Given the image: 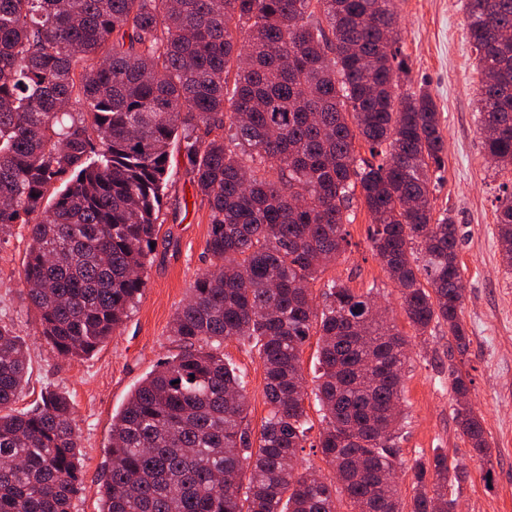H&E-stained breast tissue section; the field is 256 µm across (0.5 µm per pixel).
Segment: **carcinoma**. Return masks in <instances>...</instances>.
Returning a JSON list of instances; mask_svg holds the SVG:
<instances>
[{"label": "carcinoma", "mask_w": 512, "mask_h": 512, "mask_svg": "<svg viewBox=\"0 0 512 512\" xmlns=\"http://www.w3.org/2000/svg\"><path fill=\"white\" fill-rule=\"evenodd\" d=\"M466 9L483 149L506 169L512 0ZM397 31L394 0H0V230L27 226L25 300L52 349L93 354L141 294L173 142L209 209L212 269L174 314V352L112 420L100 512H339L332 487L296 466L300 352L316 323L319 448L350 512H455L458 470L442 452L414 464L410 510L384 481L398 465L407 337L371 293L334 280L321 315L312 308L358 188L415 335L443 324L451 352L470 345L457 225L430 205L440 115L426 88L398 92L409 68ZM357 140L372 160H356ZM497 225L512 268V193ZM232 338L265 367L255 438L221 351ZM27 372L0 323V512H72L83 481L73 404L49 390L15 408ZM448 382L461 434L485 460L469 372L452 363Z\"/></svg>", "instance_id": "1"}]
</instances>
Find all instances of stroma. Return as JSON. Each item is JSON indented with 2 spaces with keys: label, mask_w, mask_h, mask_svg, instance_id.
Listing matches in <instances>:
<instances>
[{
  "label": "stroma",
  "mask_w": 512,
  "mask_h": 512,
  "mask_svg": "<svg viewBox=\"0 0 512 512\" xmlns=\"http://www.w3.org/2000/svg\"><path fill=\"white\" fill-rule=\"evenodd\" d=\"M399 45L409 67L401 89L426 88L441 114L444 166L430 193L434 213H450L458 226V260L463 276L461 319L470 336L464 364L473 380L471 404L482 418L492 446L490 464L473 457L457 425L448 390V328L414 335L399 292L374 256L371 218L354 197L345 231L349 245L336 263L319 274L313 304L323 308L325 285L334 279L355 292H371L388 318L409 337L403 382L406 419L399 442L398 470L403 503L414 494L410 467L435 452L464 472L454 487L458 512H512V269L501 260L496 214L512 193V170L484 157L476 91L481 73L468 40L466 0H395ZM209 210L183 169L171 171L156 244L144 272L145 287L114 335L88 357L58 356L38 334L35 311L23 300L20 282L28 231L13 225L0 236V321L11 323L27 349L28 383L18 409L36 405L46 388L65 391L74 405L80 436L83 489L73 512H99L112 418L134 388L172 352L168 331L195 279L211 267L206 241ZM224 356L242 371L249 401L248 420L259 431L268 413L265 373L256 351L242 341L224 343ZM309 430L299 452L300 468L327 483L336 475L318 451L323 413L305 400Z\"/></svg>",
  "instance_id": "35a3bbf8"
}]
</instances>
